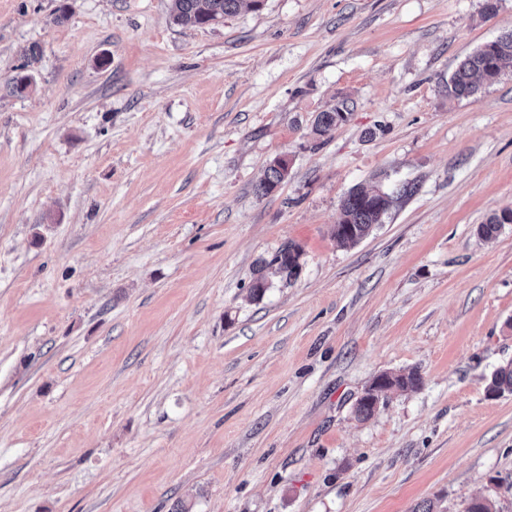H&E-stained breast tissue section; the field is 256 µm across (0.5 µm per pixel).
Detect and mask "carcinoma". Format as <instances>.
<instances>
[{"mask_svg":"<svg viewBox=\"0 0 512 512\" xmlns=\"http://www.w3.org/2000/svg\"><path fill=\"white\" fill-rule=\"evenodd\" d=\"M262 4L263 0H173L171 19L178 26L202 27L213 20L234 15L243 7L257 10ZM509 71L512 72V33L483 44L458 64L445 85L448 98L476 100L484 87L496 83ZM353 107L352 101L342 99L319 113L313 133L323 137L336 126L347 122ZM287 178L288 164L274 159L255 185V192L260 196L268 195ZM390 205L391 197L385 192L364 187L352 189L341 203V218L334 229L336 241L342 246L357 243L368 235L374 225L382 223ZM505 224H512L511 210L490 217L487 223L479 226L478 232L485 238H492ZM301 255L299 245L288 243L274 254L267 265L275 266L276 273L290 281L300 274ZM420 382L418 372L410 371L403 376L393 377L383 373L372 384L386 390L407 391L417 388ZM487 389L497 394L512 393V360L493 372Z\"/></svg>","mask_w":512,"mask_h":512,"instance_id":"cac0c4a2","label":"carcinoma"}]
</instances>
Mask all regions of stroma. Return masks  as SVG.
Instances as JSON below:
<instances>
[{"mask_svg": "<svg viewBox=\"0 0 512 512\" xmlns=\"http://www.w3.org/2000/svg\"><path fill=\"white\" fill-rule=\"evenodd\" d=\"M484 4L265 0L182 28L172 0H0V512H512V394L487 393L512 224L478 234L512 209V73L443 93L512 33V0ZM360 185L393 204L342 247ZM288 242L299 277L252 300ZM512 72V33L483 44L468 54L445 85L448 99L477 100L486 86ZM353 107L352 101L342 99L328 110L320 112L312 129L313 133L318 137H323L336 126L347 122ZM287 178L288 164L275 158L266 168L263 178L255 185V192L260 196L268 195ZM420 382L421 377L416 371H409L406 375L393 377L383 373L372 381L370 387L377 385L386 390L407 391L417 388Z\"/></svg>", "mask_w": 512, "mask_h": 512, "instance_id": "stroma-1", "label": "stroma"}]
</instances>
